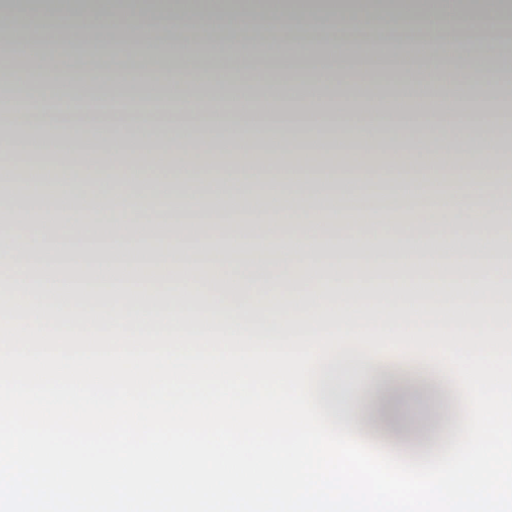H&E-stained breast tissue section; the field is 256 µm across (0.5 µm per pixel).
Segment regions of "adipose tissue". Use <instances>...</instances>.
<instances>
[{"label": "adipose tissue", "instance_id": "adipose-tissue-1", "mask_svg": "<svg viewBox=\"0 0 512 512\" xmlns=\"http://www.w3.org/2000/svg\"><path fill=\"white\" fill-rule=\"evenodd\" d=\"M154 21L113 10L112 0H0V50L21 73L0 98V125L42 118L46 139L0 141V165L25 163L37 180L0 196V316L39 326L108 331H235L287 339L345 326L362 314L382 327H458L512 323V292L497 285L512 255V209L493 194L512 181V143L461 123L485 114L479 77L512 89V41L496 35L512 0H153ZM26 15V29L11 22ZM80 38L108 45L103 54L72 55L66 78L40 80L44 41ZM368 49L349 63L345 46ZM333 45L313 58L311 44ZM219 43L223 54L208 53ZM288 49L296 65L278 84L254 80L259 46ZM168 46L167 54L136 45ZM399 48L388 70L377 48ZM247 74L225 95V71ZM347 77L338 88V72ZM161 77L160 104L131 99L127 76ZM136 110L134 122L86 128L82 117ZM170 113L153 119L154 110ZM355 111L325 138L324 121ZM223 113L224 128L196 134L192 117ZM394 127L382 135L381 123ZM73 127L54 137L59 125ZM264 157L263 166L221 169L214 158ZM384 158L382 167L371 157ZM38 194L37 209L22 198ZM106 199L91 222L72 217L76 197ZM215 224L190 221L201 201ZM467 209L478 222L469 235L437 223ZM392 249L369 257L372 244ZM79 242L97 245L131 287L116 290L97 275L74 282L30 280L20 256L87 268ZM328 244L314 255V243ZM227 283L220 296L204 283ZM311 292L304 302L303 292ZM373 385L372 398L338 384L341 371ZM437 376L436 363L409 364L396 352L338 350L322 364L317 402L337 422L373 427L394 404L419 389L409 374Z\"/></svg>", "mask_w": 512, "mask_h": 512}]
</instances>
